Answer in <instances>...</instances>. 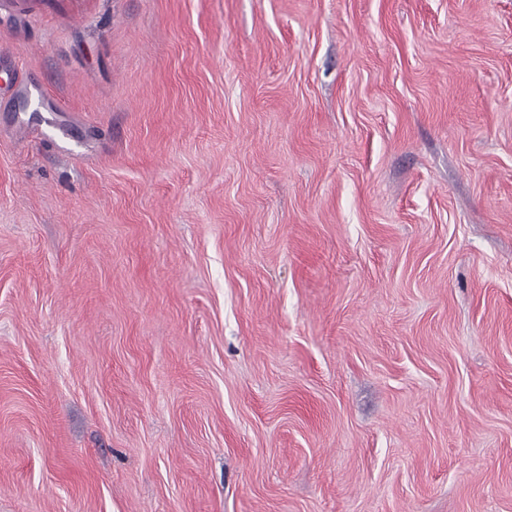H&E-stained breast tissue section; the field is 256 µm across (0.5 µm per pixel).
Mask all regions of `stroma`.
I'll return each instance as SVG.
<instances>
[{
	"label": "stroma",
	"mask_w": 512,
	"mask_h": 512,
	"mask_svg": "<svg viewBox=\"0 0 512 512\" xmlns=\"http://www.w3.org/2000/svg\"><path fill=\"white\" fill-rule=\"evenodd\" d=\"M0 512H512V0H0Z\"/></svg>",
	"instance_id": "35a3bbf8"
}]
</instances>
